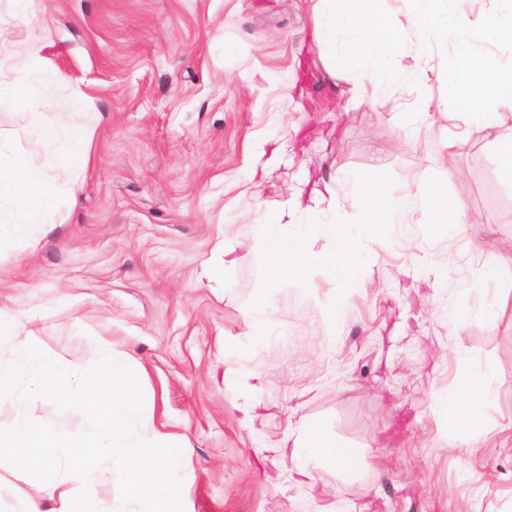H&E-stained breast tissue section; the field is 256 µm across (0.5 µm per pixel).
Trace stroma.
<instances>
[{
  "label": "stroma",
  "instance_id": "stroma-1",
  "mask_svg": "<svg viewBox=\"0 0 512 512\" xmlns=\"http://www.w3.org/2000/svg\"><path fill=\"white\" fill-rule=\"evenodd\" d=\"M311 26L310 0H33L23 14L0 0V60L46 71L45 111L96 128L55 224L0 229V309L84 367L106 343L133 357L136 428L180 444L184 512H512V400L489 410L499 430L474 452L448 441L432 406L461 349L512 391V286L484 281L456 335L441 321L450 287L483 280L477 249L512 253L498 144L512 109L497 127L440 118L411 131L412 103L445 94L436 48L424 87L390 85L383 106L348 109L352 79L325 65ZM0 141L43 164L22 109H0ZM376 174L463 191L476 238L407 217L334 326L335 283L270 280L255 226L296 189L331 188L354 209L360 177ZM262 297L273 333L259 338L245 313ZM24 415L87 428L52 401L0 399V427ZM305 420L364 465L300 472L290 456ZM76 493L65 475L48 484L0 462V512H66Z\"/></svg>",
  "mask_w": 512,
  "mask_h": 512
}]
</instances>
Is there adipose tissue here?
Listing matches in <instances>:
<instances>
[{
	"label": "adipose tissue",
	"mask_w": 512,
	"mask_h": 512,
	"mask_svg": "<svg viewBox=\"0 0 512 512\" xmlns=\"http://www.w3.org/2000/svg\"><path fill=\"white\" fill-rule=\"evenodd\" d=\"M45 83L42 77L25 83L10 80L0 67V107H24L44 148L67 139L69 168H84L95 129L74 128L50 119L39 103V88ZM499 108L496 98L474 99L463 110L453 99L444 97L435 103L422 102L415 119L425 121L434 110H461L469 123L493 127L498 123ZM55 170L51 162L31 167L18 151L0 143V224H10L19 230L31 224L54 223L58 199ZM360 189V203L354 210L341 208L334 192L328 189L316 192L307 205L300 195H291L272 220L258 224L255 245L268 256L273 275L285 271L303 281L325 279L340 288L355 287L378 258L376 244L384 242L394 226L417 207L431 215L448 238L466 237L474 232V220L461 194H449L431 184L390 187L378 176L362 178ZM456 359L462 374L448 391L436 395L434 411L442 432L467 448L492 431L486 411L498 405L502 384L493 363L472 365L463 352L457 353ZM356 457L354 450L343 451L327 443L318 423L307 420L301 425L291 461L303 472L318 462L350 473Z\"/></svg>",
	"instance_id": "ef3b65f1"
}]
</instances>
